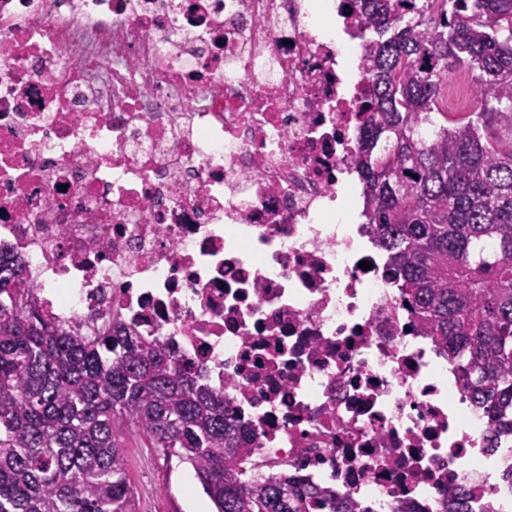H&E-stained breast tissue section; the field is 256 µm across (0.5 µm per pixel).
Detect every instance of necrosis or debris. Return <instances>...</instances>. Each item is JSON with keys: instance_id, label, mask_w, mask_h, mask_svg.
Masks as SVG:
<instances>
[{"instance_id": "1", "label": "necrosis or debris", "mask_w": 512, "mask_h": 512, "mask_svg": "<svg viewBox=\"0 0 512 512\" xmlns=\"http://www.w3.org/2000/svg\"><path fill=\"white\" fill-rule=\"evenodd\" d=\"M363 27L343 0H0V251L56 325L189 358L252 479L512 512V433L359 221Z\"/></svg>"}]
</instances>
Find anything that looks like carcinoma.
<instances>
[{"mask_svg":"<svg viewBox=\"0 0 512 512\" xmlns=\"http://www.w3.org/2000/svg\"><path fill=\"white\" fill-rule=\"evenodd\" d=\"M364 44L356 166L375 244L463 392L512 430V0H344ZM474 108L440 109L457 67ZM0 257V512H139L124 438L135 429L194 470L215 512H355L298 475L262 482L224 392L159 341L117 325L84 336L21 296Z\"/></svg>","mask_w":512,"mask_h":512,"instance_id":"cac0c4a2","label":"carcinoma"}]
</instances>
